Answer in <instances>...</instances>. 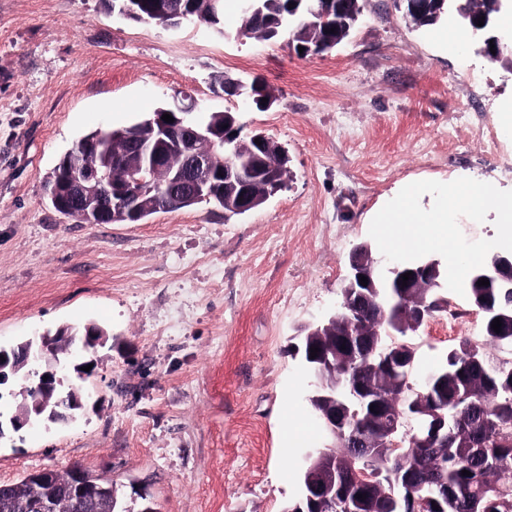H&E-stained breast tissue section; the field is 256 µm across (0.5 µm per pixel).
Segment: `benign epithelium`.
<instances>
[{
  "label": "benign epithelium",
  "mask_w": 512,
  "mask_h": 512,
  "mask_svg": "<svg viewBox=\"0 0 512 512\" xmlns=\"http://www.w3.org/2000/svg\"><path fill=\"white\" fill-rule=\"evenodd\" d=\"M224 93L230 96H245L256 105L271 106L275 98L267 96L261 85L253 83L244 85L237 80H225L222 85ZM268 98L263 103L261 99ZM163 113L158 112L145 122L151 130V138L141 142L139 152V167L132 173L131 183L135 188L116 186L104 202L94 208L85 207L88 197L98 192L111 182V160L105 156L102 163L97 166L85 168L80 175L73 178L69 176V165H64L66 178L54 181L53 196L58 204L85 224H107L112 216L119 213L126 219H136L142 214V194L152 191L149 173L157 169L170 150H179L186 155V166L181 171L174 172L170 177L169 192L186 179L192 180V192L202 199L212 196L214 171L210 155L196 149L201 141H212L226 146L231 139L237 140L236 147L248 144V155L261 158L268 150L265 136L261 133L253 134L247 139L241 138L242 126L238 125L231 131L220 134L215 128L202 125H186L184 121L174 119L167 123L162 119ZM262 144L255 143V140ZM227 162L224 164V183L233 188L231 197L221 198V207L224 216L234 213H246L253 208L256 198L254 185L257 179L249 167L235 161L233 155L225 154ZM354 256L349 258V274L345 287L356 290L361 287L359 278L365 277L368 282L374 280L390 282L396 287H402V274L412 272L407 281V287L421 280H427L439 290L448 288V279L445 275L448 265L432 254H423L416 258L408 256L396 260L386 261L374 257L371 245L362 243L352 250ZM489 280V287L498 290L504 302L496 307L481 305L479 311L483 321L492 322L498 318L502 322L500 335H512V248L494 250L487 254L484 261L470 267L463 278L464 286L471 288L478 285V280ZM428 321L425 315L399 323L391 322L386 327L385 335L391 340L399 336H408L419 331L420 327ZM360 326V322L353 319L346 325L338 322L337 316L330 317L328 323L322 325L318 322L307 324L309 334L319 333L322 330L335 329L337 340L345 346H350L352 329ZM71 338L64 327L59 328L54 335L45 334L40 341L24 342L9 350L0 347V384L8 381L20 372L32 379V403L16 413L5 418L0 415V440L10 433H17L37 420L50 422H63L68 419L67 412L82 408V398L73 388L66 392L60 390L63 378L59 370L64 365L63 356L72 352L70 348L62 347L63 341ZM104 332L95 324L86 325L85 334L79 337L78 346L84 351H94L103 344ZM315 364L303 363L304 368L313 379V386L326 388L324 374L332 372L335 378L332 392L336 393L335 403L343 411L348 412L354 407L353 397L356 395L352 381L343 377L342 372L336 370V363L329 357L320 354L314 358ZM380 438L370 444L372 448H397L400 443L396 439L398 433L403 438L414 441L424 448L434 447L439 442L448 440V421L442 414L414 415L402 421L390 414H381L377 419ZM25 482L32 487L33 494L20 503L22 512H56L58 491L55 483V471L42 469L32 472L25 477ZM66 494L74 506L80 510L87 505L106 499L111 495V486L106 482H98L90 478L82 468L75 466L70 469V477L66 486Z\"/></svg>",
  "instance_id": "obj_1"
}]
</instances>
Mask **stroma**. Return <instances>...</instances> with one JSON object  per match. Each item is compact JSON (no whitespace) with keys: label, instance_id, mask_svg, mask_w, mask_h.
Returning <instances> with one entry per match:
<instances>
[{"label":"stroma","instance_id":"1","mask_svg":"<svg viewBox=\"0 0 512 512\" xmlns=\"http://www.w3.org/2000/svg\"><path fill=\"white\" fill-rule=\"evenodd\" d=\"M360 6L334 50L301 56L239 38L234 11L216 31L130 21L112 0H0V346L89 322L110 334L75 419L0 442V484L76 465L125 506L282 512L305 451L326 442L303 431L311 380L294 335L335 312L356 245L385 259L422 249L420 226L394 225L386 242L371 216L419 186L420 209L447 207L461 259L503 243L495 210L450 205L448 190L512 194V55L446 49L394 0ZM226 77L264 81L275 104L224 96ZM177 97L282 144L285 189L232 218L205 202L134 224L54 209L44 181L80 137ZM445 321L419 332L421 374L482 330L472 310Z\"/></svg>","mask_w":512,"mask_h":512}]
</instances>
